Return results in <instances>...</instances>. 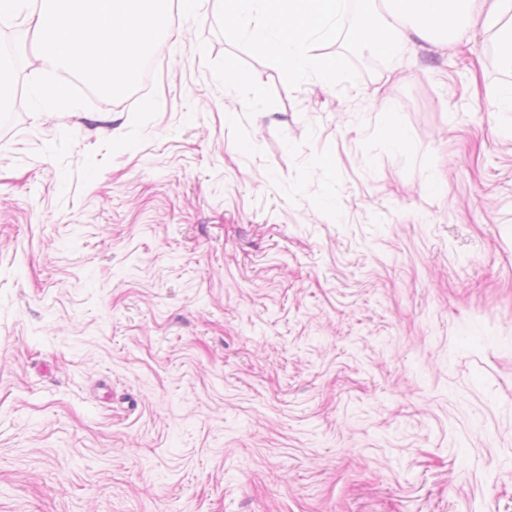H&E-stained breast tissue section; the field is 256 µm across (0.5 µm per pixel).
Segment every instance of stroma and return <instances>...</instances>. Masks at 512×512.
Returning <instances> with one entry per match:
<instances>
[{"instance_id":"35a3bbf8","label":"stroma","mask_w":512,"mask_h":512,"mask_svg":"<svg viewBox=\"0 0 512 512\" xmlns=\"http://www.w3.org/2000/svg\"><path fill=\"white\" fill-rule=\"evenodd\" d=\"M169 11L117 100L0 22V512H512L493 35L391 59L350 0L291 83ZM16 85V70L13 61L0 56V109L7 106L13 98Z\"/></svg>"}]
</instances>
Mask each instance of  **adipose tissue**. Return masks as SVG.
I'll return each instance as SVG.
<instances>
[{
	"label": "adipose tissue",
	"mask_w": 512,
	"mask_h": 512,
	"mask_svg": "<svg viewBox=\"0 0 512 512\" xmlns=\"http://www.w3.org/2000/svg\"><path fill=\"white\" fill-rule=\"evenodd\" d=\"M345 8V0H224V19L289 80L323 79L333 66L317 55L318 41ZM478 20L491 31L512 28V0H362L358 32L370 50L395 58L411 37L430 41Z\"/></svg>",
	"instance_id": "adipose-tissue-1"
}]
</instances>
